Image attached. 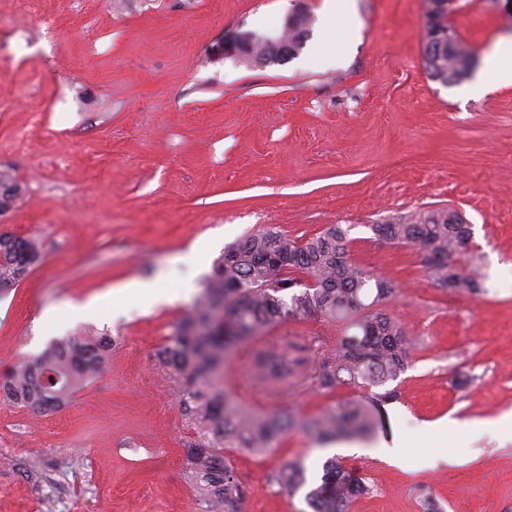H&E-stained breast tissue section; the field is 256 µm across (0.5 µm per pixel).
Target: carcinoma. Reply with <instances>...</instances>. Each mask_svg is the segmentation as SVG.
<instances>
[{
	"label": "carcinoma",
	"instance_id": "carcinoma-1",
	"mask_svg": "<svg viewBox=\"0 0 512 512\" xmlns=\"http://www.w3.org/2000/svg\"><path fill=\"white\" fill-rule=\"evenodd\" d=\"M425 28H448L450 13L424 0ZM312 17L300 6L288 23V43L264 37L252 42V52L269 64H279L285 48L301 50ZM424 63L429 76L453 86L473 71V52L454 34L451 40H427ZM20 194L17 181L0 172V213L13 208ZM392 244L421 253L427 276L452 295L478 294L486 274L480 258L468 252L469 222L452 209H419L372 225ZM41 257L40 242L18 238L0 250V288L19 283ZM392 281L353 262L345 230L332 224L298 242L272 229L248 236L214 262L211 275L191 309L160 352L163 371L178 384V403L193 438L186 445L185 478L198 494V512H242L246 497L227 451L253 454L276 451L288 433L304 431L318 443L338 438L367 437L380 422V408L400 397L386 384L405 371L416 349L404 327L384 309L395 294ZM319 317L337 327L355 328L337 338L325 354L316 384L331 394L343 385L369 391L327 406L309 421L255 411L221 386L219 378L229 358L247 353L254 378L283 390L307 362L300 343H258L288 320ZM109 359L108 343L93 336L55 341L37 359L21 364L0 378V399L44 413L53 411L100 375ZM269 486L296 491L305 485L304 467L295 462L267 476ZM370 493L343 465L324 463L320 482L305 495L312 512H351L354 502Z\"/></svg>",
	"mask_w": 512,
	"mask_h": 512
}]
</instances>
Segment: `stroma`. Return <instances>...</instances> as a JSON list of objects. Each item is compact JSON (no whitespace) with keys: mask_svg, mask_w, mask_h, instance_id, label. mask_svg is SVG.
<instances>
[{"mask_svg":"<svg viewBox=\"0 0 512 512\" xmlns=\"http://www.w3.org/2000/svg\"><path fill=\"white\" fill-rule=\"evenodd\" d=\"M292 0H42L34 39L0 53V170L22 188L0 233L36 237L39 262L0 292V374L48 347L42 313L77 306L61 337L112 341L103 373L58 411L0 402V512H196L184 480L191 434L159 352L214 260L265 228L308 238L332 224L352 261L394 282L386 311L420 346L396 380L387 426L353 453L303 431L275 452L235 453L244 512H310L304 492L267 476L301 462L308 485L339 458L370 495L352 512H512V85L448 87L424 68L423 0H355L336 50L254 65L215 58L226 31L279 35ZM452 24L478 61L512 37L506 0H458ZM455 208L487 274L476 295L441 292L414 248L378 240L372 224L416 209ZM196 265L175 258L198 239ZM172 269L161 291L184 301L116 297L113 287ZM99 308L80 311L90 299ZM224 383L260 411L316 416L356 394H324L313 376L288 392L251 377L237 355ZM467 420L405 472L380 441H413L423 423Z\"/></svg>","mask_w":512,"mask_h":512,"instance_id":"1","label":"stroma"}]
</instances>
